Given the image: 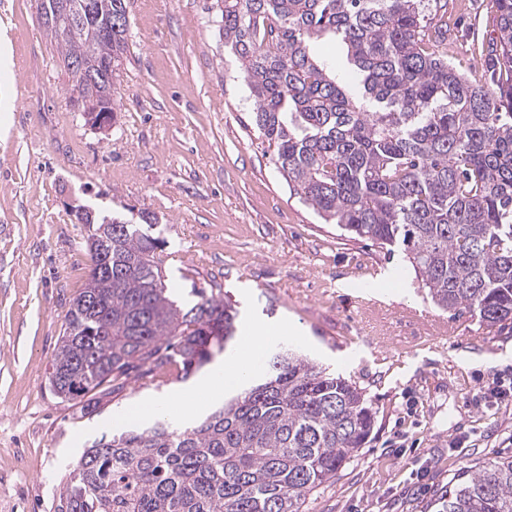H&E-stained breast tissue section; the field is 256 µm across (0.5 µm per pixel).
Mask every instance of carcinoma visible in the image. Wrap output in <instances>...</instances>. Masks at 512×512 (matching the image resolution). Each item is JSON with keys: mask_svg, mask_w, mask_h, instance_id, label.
Instances as JSON below:
<instances>
[{"mask_svg": "<svg viewBox=\"0 0 512 512\" xmlns=\"http://www.w3.org/2000/svg\"><path fill=\"white\" fill-rule=\"evenodd\" d=\"M61 34L42 20L69 75L70 104L116 112L110 78L126 48V0H67ZM440 0H217L224 44L239 60L253 121L275 144L291 193L351 238L400 247L444 311L512 326V0H494L484 57L494 85L474 84L430 26ZM332 38L350 70L317 47ZM160 240L112 219V277L89 269L49 368L51 390L95 410L139 376L188 375L235 341L239 312L192 289L167 294ZM268 369L195 425L157 419L102 437L66 477L54 512H301L306 496L370 436L356 383L277 345ZM433 512H512V459L463 471Z\"/></svg>", "mask_w": 512, "mask_h": 512, "instance_id": "1", "label": "carcinoma"}]
</instances>
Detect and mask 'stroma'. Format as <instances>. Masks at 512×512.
<instances>
[{
	"instance_id": "obj_1",
	"label": "stroma",
	"mask_w": 512,
	"mask_h": 512,
	"mask_svg": "<svg viewBox=\"0 0 512 512\" xmlns=\"http://www.w3.org/2000/svg\"><path fill=\"white\" fill-rule=\"evenodd\" d=\"M109 131L68 101L38 0H0V512H54L85 447L147 396L193 398L192 379L131 377L101 411L56 396L48 372L88 260L84 206L157 219L167 284L221 290L241 325L293 344L362 388L374 429L302 512H426L466 468L512 456V333L437 308L401 250L344 236L291 195L258 131L216 0H127ZM448 61L489 82L478 48L493 0H448ZM427 469L417 479L418 469Z\"/></svg>"
}]
</instances>
